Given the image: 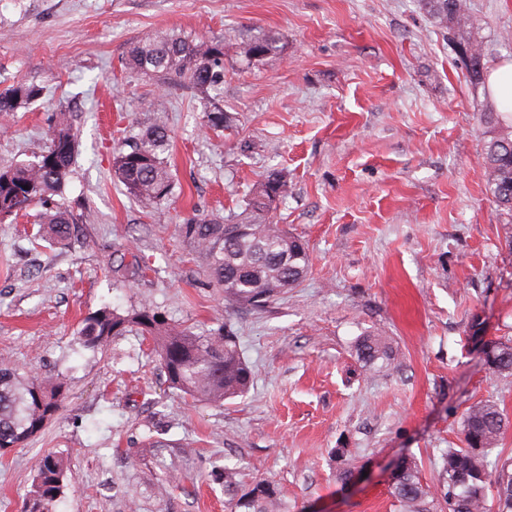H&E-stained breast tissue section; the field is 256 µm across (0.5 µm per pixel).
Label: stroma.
Listing matches in <instances>:
<instances>
[{"label": "stroma", "instance_id": "stroma-1", "mask_svg": "<svg viewBox=\"0 0 512 512\" xmlns=\"http://www.w3.org/2000/svg\"><path fill=\"white\" fill-rule=\"evenodd\" d=\"M468 3L487 65L512 60V0ZM261 30L279 50L242 67ZM159 32L229 41L223 131L204 130L173 76L126 65L129 45ZM18 82L42 94L0 115V171L37 161L66 116L78 147L61 202L81 220L64 246L38 237L33 215L0 221V362L66 389L0 456V512H21L48 452L67 465L53 512H226L228 467L246 488L272 481L288 512H400L391 462L414 456L431 481L471 405L512 416V375L481 354L512 339V224L481 167L490 99L421 0H0V89ZM153 124L171 136L162 220L114 174L117 148ZM275 170L287 190L274 216L311 266L256 309L225 298L178 226L241 212ZM139 306L231 331L249 391L192 400L135 331L79 347L83 318ZM366 331L389 338L395 363L360 367Z\"/></svg>", "mask_w": 512, "mask_h": 512}]
</instances>
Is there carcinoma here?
<instances>
[{
    "instance_id": "obj_1",
    "label": "carcinoma",
    "mask_w": 512,
    "mask_h": 512,
    "mask_svg": "<svg viewBox=\"0 0 512 512\" xmlns=\"http://www.w3.org/2000/svg\"><path fill=\"white\" fill-rule=\"evenodd\" d=\"M433 23L448 34L461 56L469 82H485L484 51L471 38L479 21L467 0H422ZM280 38L261 31L245 51L243 64L250 66L278 50ZM134 70L175 75L204 101L203 127L219 132L228 120L221 105L224 97V41H186L167 33L134 42L127 53ZM41 94L34 84L18 83L0 89V114L9 115ZM485 128L483 176L498 216L512 224V113L488 108L480 113ZM168 131L162 126L141 130L123 144L115 156V174L139 206L157 215L173 195L174 178L166 153ZM77 148L72 129L61 122L50 135L46 149L33 163L0 171V218L17 215L30 206L39 208L36 221L57 245L70 239L74 215L54 201L62 194ZM286 181L272 172L252 188L239 214L245 231L224 219L190 220L179 226L205 256L209 276L224 289L229 300L262 308L308 273L310 256L304 244L271 216L273 203L282 195ZM135 329L149 337L167 375L170 387L205 403H222L244 395L252 372L236 339L222 333L196 332L150 307H133L123 313L104 307L85 318L77 331L78 343L100 350L115 336ZM488 368L512 374V343L491 341ZM355 353L366 370L394 361L393 349L383 337L363 333ZM65 400L64 383L43 381L16 367L0 365V448H16L39 432ZM512 419L491 401L469 407L460 423L462 446L450 448L429 485L423 482L416 459L401 458L394 466L392 496L401 512H491L488 490L495 491L496 512H512V461L489 460ZM36 480L23 512H51L63 487L65 460L42 455L35 464ZM224 493L230 512H283L274 485L264 479L243 489L236 472L224 469Z\"/></svg>"
}]
</instances>
